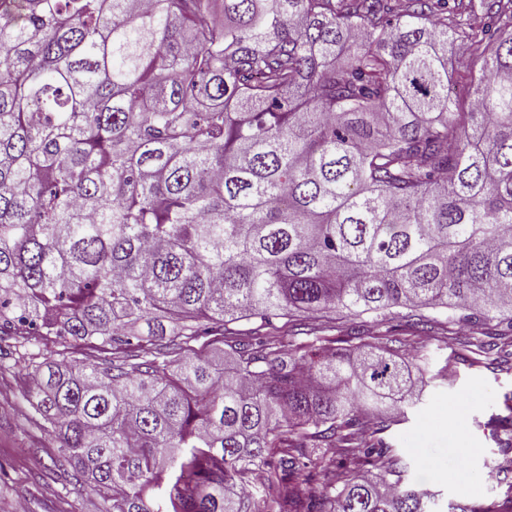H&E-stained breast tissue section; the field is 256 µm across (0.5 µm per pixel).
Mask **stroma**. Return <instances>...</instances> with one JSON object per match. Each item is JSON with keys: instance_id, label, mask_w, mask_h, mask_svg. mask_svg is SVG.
<instances>
[{"instance_id": "stroma-1", "label": "stroma", "mask_w": 512, "mask_h": 512, "mask_svg": "<svg viewBox=\"0 0 512 512\" xmlns=\"http://www.w3.org/2000/svg\"><path fill=\"white\" fill-rule=\"evenodd\" d=\"M406 314L403 308L385 316L333 313L314 325L325 336L355 333L369 341L400 325L402 348L423 370L422 399L374 425L401 457L404 484L425 485L440 512L481 499L504 501L512 489V428L490 421L502 414L504 393L512 392V358L471 362L472 344L489 331L485 323L430 309V324L419 331ZM27 373L17 365L13 380L0 384V512H107L99 495L54 467L56 443L37 428L24 396Z\"/></svg>"}]
</instances>
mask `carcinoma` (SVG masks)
Returning <instances> with one entry per match:
<instances>
[{
  "instance_id": "carcinoma-1",
  "label": "carcinoma",
  "mask_w": 512,
  "mask_h": 512,
  "mask_svg": "<svg viewBox=\"0 0 512 512\" xmlns=\"http://www.w3.org/2000/svg\"><path fill=\"white\" fill-rule=\"evenodd\" d=\"M394 308L512 348V0H0V352L108 512H432L357 475L416 365L266 332Z\"/></svg>"
}]
</instances>
